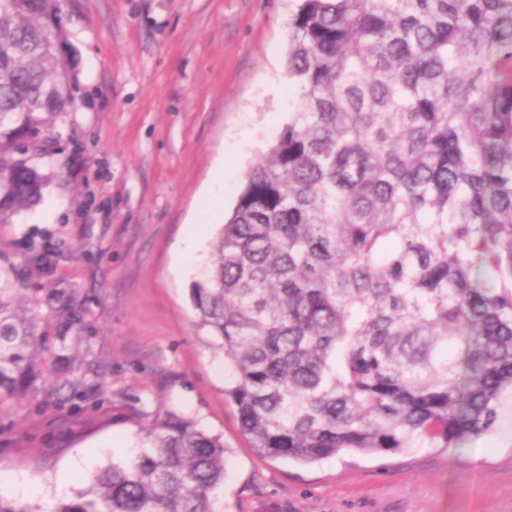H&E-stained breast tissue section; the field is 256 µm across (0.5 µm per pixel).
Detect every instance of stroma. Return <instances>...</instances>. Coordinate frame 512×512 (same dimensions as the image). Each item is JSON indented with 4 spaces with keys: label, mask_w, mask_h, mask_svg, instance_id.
Listing matches in <instances>:
<instances>
[{
    "label": "stroma",
    "mask_w": 512,
    "mask_h": 512,
    "mask_svg": "<svg viewBox=\"0 0 512 512\" xmlns=\"http://www.w3.org/2000/svg\"><path fill=\"white\" fill-rule=\"evenodd\" d=\"M293 0H62L72 108L50 127L42 202L0 221V273L23 301L71 288L99 377L62 405L46 384L0 408V488L51 512L77 479L135 454L165 413L228 449L218 512H512V396L462 447L331 457L258 454L224 398V354L189 289L255 158L290 119ZM51 249L48 264L37 262ZM81 472H74L75 462Z\"/></svg>",
    "instance_id": "obj_1"
}]
</instances>
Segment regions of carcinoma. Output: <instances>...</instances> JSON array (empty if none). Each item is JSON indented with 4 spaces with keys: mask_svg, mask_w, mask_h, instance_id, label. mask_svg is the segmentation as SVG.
<instances>
[{
    "mask_svg": "<svg viewBox=\"0 0 512 512\" xmlns=\"http://www.w3.org/2000/svg\"><path fill=\"white\" fill-rule=\"evenodd\" d=\"M59 0H0V219L37 207L74 100ZM291 120L246 175L193 281L224 395L259 453L312 463L447 448L512 392V0H299ZM0 280V406L88 327ZM97 376L65 344L52 371ZM227 448L163 414L53 512H216Z\"/></svg>",
    "mask_w": 512,
    "mask_h": 512,
    "instance_id": "cac0c4a2",
    "label": "carcinoma"
}]
</instances>
